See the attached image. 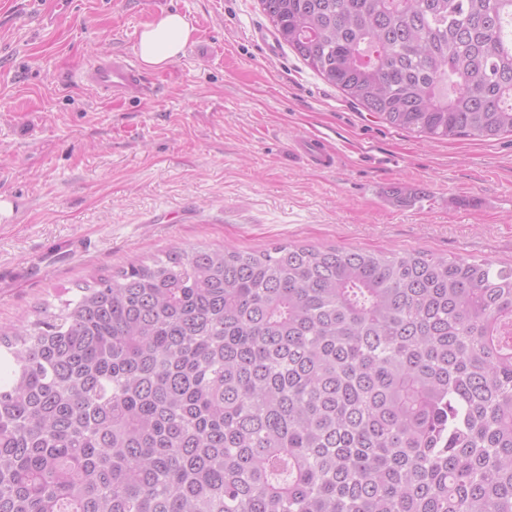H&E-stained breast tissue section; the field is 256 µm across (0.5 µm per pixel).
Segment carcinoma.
<instances>
[{
    "instance_id": "cac0c4a2",
    "label": "carcinoma",
    "mask_w": 512,
    "mask_h": 512,
    "mask_svg": "<svg viewBox=\"0 0 512 512\" xmlns=\"http://www.w3.org/2000/svg\"><path fill=\"white\" fill-rule=\"evenodd\" d=\"M350 102L512 136V0H259ZM0 512H512V268L175 248L0 326Z\"/></svg>"
}]
</instances>
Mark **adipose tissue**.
Segmentation results:
<instances>
[{
	"label": "adipose tissue",
	"mask_w": 512,
	"mask_h": 512,
	"mask_svg": "<svg viewBox=\"0 0 512 512\" xmlns=\"http://www.w3.org/2000/svg\"><path fill=\"white\" fill-rule=\"evenodd\" d=\"M192 36V28L180 14L169 12L141 30L136 45L145 69L157 71L175 62Z\"/></svg>",
	"instance_id": "1"
}]
</instances>
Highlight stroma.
<instances>
[{"mask_svg":"<svg viewBox=\"0 0 512 512\" xmlns=\"http://www.w3.org/2000/svg\"><path fill=\"white\" fill-rule=\"evenodd\" d=\"M194 32L147 93L113 100L91 61L136 54L165 12ZM258 0H0V325L174 248L418 250L512 267V136L431 140L349 102ZM336 152L328 169L292 152ZM299 149L307 162L315 168H328L334 165V155L328 149L326 142L310 136L299 144Z\"/></svg>","mask_w":512,"mask_h":512,"instance_id":"stroma-1","label":"stroma"}]
</instances>
